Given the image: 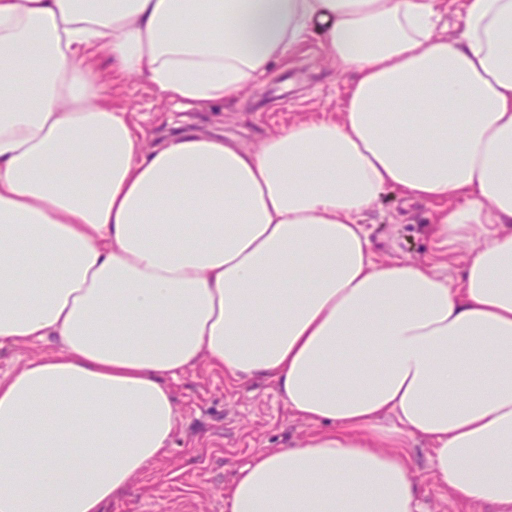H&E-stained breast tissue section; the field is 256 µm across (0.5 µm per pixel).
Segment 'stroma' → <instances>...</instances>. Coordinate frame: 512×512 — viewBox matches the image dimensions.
<instances>
[{"mask_svg":"<svg viewBox=\"0 0 512 512\" xmlns=\"http://www.w3.org/2000/svg\"><path fill=\"white\" fill-rule=\"evenodd\" d=\"M87 63L101 73L105 97L127 107L156 141L190 126L254 146L293 122L335 118L353 78L327 58L312 35L239 97L182 111L147 82L114 73L105 51L90 55ZM434 217L433 205L407 204L387 190L362 222L380 259L424 263L434 257L429 236ZM172 389L179 414L166 455L134 477L123 498L105 512H226L225 493L252 456L296 443L314 430L290 413L272 384L234 380L204 359ZM406 455L421 490L422 512H476L435 480L425 441L411 442Z\"/></svg>","mask_w":512,"mask_h":512,"instance_id":"35a3bbf8","label":"stroma"}]
</instances>
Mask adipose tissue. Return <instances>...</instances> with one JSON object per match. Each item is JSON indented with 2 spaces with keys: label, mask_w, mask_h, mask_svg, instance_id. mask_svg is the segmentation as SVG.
Returning a JSON list of instances; mask_svg holds the SVG:
<instances>
[{
  "label": "adipose tissue",
  "mask_w": 512,
  "mask_h": 512,
  "mask_svg": "<svg viewBox=\"0 0 512 512\" xmlns=\"http://www.w3.org/2000/svg\"><path fill=\"white\" fill-rule=\"evenodd\" d=\"M0 0V512H103L167 452L201 358L315 424L240 469L229 512H419L403 447L512 512V0ZM353 71L336 118L255 148L147 145L83 61L185 108L309 35ZM441 205L460 279L379 260L384 189ZM457 197L459 205L444 202ZM52 348L48 343L18 345L0 350V378L22 367L28 360L41 356Z\"/></svg>",
  "instance_id": "ef3b65f1"
}]
</instances>
